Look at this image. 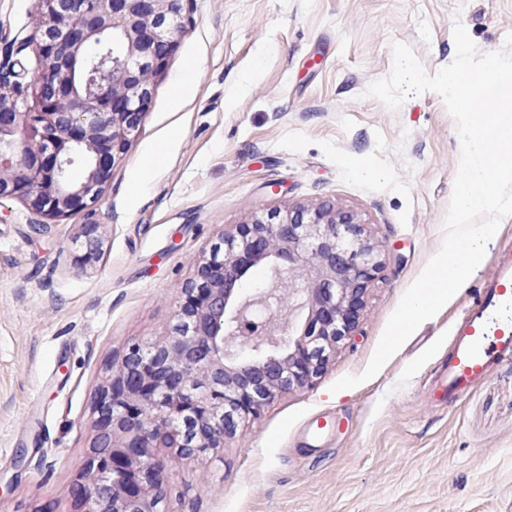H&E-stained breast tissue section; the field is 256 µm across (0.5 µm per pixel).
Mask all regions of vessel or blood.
Here are the masks:
<instances>
[{"label": "vessel or blood", "instance_id": "1", "mask_svg": "<svg viewBox=\"0 0 512 512\" xmlns=\"http://www.w3.org/2000/svg\"><path fill=\"white\" fill-rule=\"evenodd\" d=\"M512 360V246L497 255L492 271L451 332L443 378L432 401L452 403L470 392L497 363Z\"/></svg>", "mask_w": 512, "mask_h": 512}]
</instances>
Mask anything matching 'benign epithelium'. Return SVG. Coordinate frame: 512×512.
<instances>
[{
    "label": "benign epithelium",
    "mask_w": 512,
    "mask_h": 512,
    "mask_svg": "<svg viewBox=\"0 0 512 512\" xmlns=\"http://www.w3.org/2000/svg\"><path fill=\"white\" fill-rule=\"evenodd\" d=\"M38 2L21 39L43 62L33 98L0 70V200L54 220L99 201L187 28L184 0ZM75 244L76 264L98 261L104 225H81ZM260 269L262 287H242ZM382 269L361 216L330 203L256 211L222 231L179 287L167 332L112 362L75 503L158 512L170 478L158 449L189 460L222 448L278 394L312 388Z\"/></svg>",
    "instance_id": "benign-epithelium-1"
}]
</instances>
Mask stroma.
<instances>
[{
	"label": "stroma",
	"instance_id": "35a3bbf8",
	"mask_svg": "<svg viewBox=\"0 0 512 512\" xmlns=\"http://www.w3.org/2000/svg\"><path fill=\"white\" fill-rule=\"evenodd\" d=\"M37 0H0V69L31 83L21 48ZM188 32L155 80L149 112L98 202L43 233L0 202V512H76L96 429L91 406L129 343L162 335L178 284L220 232L256 209L357 211L383 262L350 340L309 390L276 397L195 460L173 462L162 512H512V362L445 407L427 388L450 331L512 241L505 217L471 278L372 379L387 321L443 241L459 167L456 124L426 92L392 110L366 96L393 42L428 73L455 56L454 22L480 51L512 33V0H187ZM193 82L181 100L171 86ZM160 160L151 170L150 155ZM359 159L363 171L346 166ZM105 225L104 254L74 264ZM104 226L94 222L81 225L80 234L75 239V244L78 246V254L75 255L76 264L87 265L99 260L105 240Z\"/></svg>",
	"mask_w": 512,
	"mask_h": 512
}]
</instances>
